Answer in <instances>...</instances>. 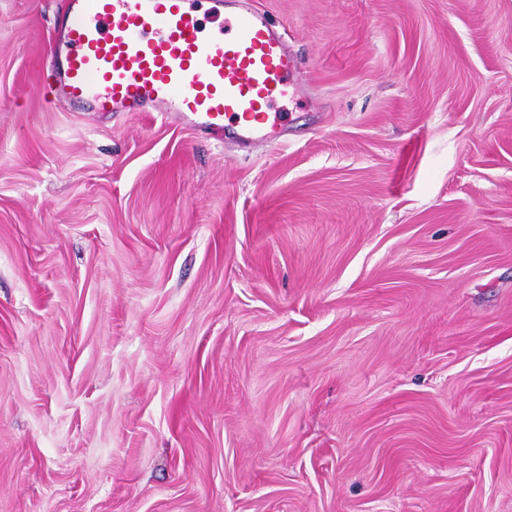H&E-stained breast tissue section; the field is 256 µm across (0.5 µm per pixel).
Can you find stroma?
Instances as JSON below:
<instances>
[{
  "label": "stroma",
  "mask_w": 512,
  "mask_h": 512,
  "mask_svg": "<svg viewBox=\"0 0 512 512\" xmlns=\"http://www.w3.org/2000/svg\"><path fill=\"white\" fill-rule=\"evenodd\" d=\"M253 5L242 148L0 0V512H512V0Z\"/></svg>",
  "instance_id": "1"
}]
</instances>
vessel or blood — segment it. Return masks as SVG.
Returning a JSON list of instances; mask_svg holds the SVG:
<instances>
[{"mask_svg":"<svg viewBox=\"0 0 512 512\" xmlns=\"http://www.w3.org/2000/svg\"><path fill=\"white\" fill-rule=\"evenodd\" d=\"M226 0H67L53 36L56 93L98 112L172 113L193 130L263 138L289 94L295 59L250 0L227 29L205 30L199 7Z\"/></svg>","mask_w":512,"mask_h":512,"instance_id":"obj_1","label":"vessel or blood"}]
</instances>
